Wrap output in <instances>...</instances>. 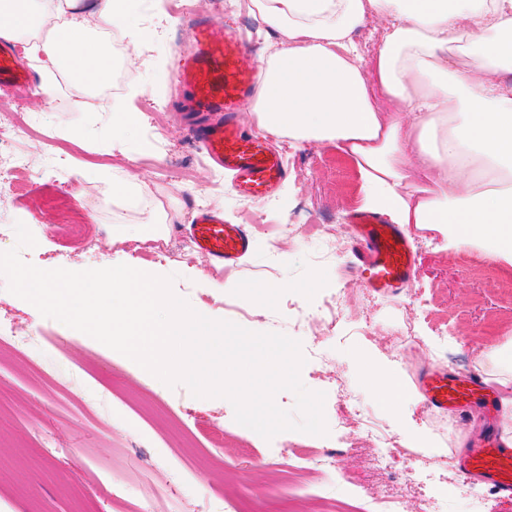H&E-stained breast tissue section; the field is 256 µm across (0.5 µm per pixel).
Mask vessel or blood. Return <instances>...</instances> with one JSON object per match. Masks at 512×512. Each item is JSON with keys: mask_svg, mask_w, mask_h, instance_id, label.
<instances>
[{"mask_svg": "<svg viewBox=\"0 0 512 512\" xmlns=\"http://www.w3.org/2000/svg\"><path fill=\"white\" fill-rule=\"evenodd\" d=\"M193 34L194 50L177 80L189 92L203 154L233 173V188L240 196L270 195L286 177V163L262 137L248 134L238 120L254 84L256 66L241 38L217 22L198 19ZM30 78V68L1 46L0 84L19 85ZM351 222L353 262L369 273L365 288L388 296L408 287L415 257L402 225L368 211L355 212ZM190 237L200 254L227 267L234 266L251 246L246 225L225 223L222 214L211 210L199 213ZM488 388L478 374L432 368L423 378V399L431 408L456 410L465 419L481 407ZM463 467L485 480L496 495L512 497V445L497 427L488 428L471 443Z\"/></svg>", "mask_w": 512, "mask_h": 512, "instance_id": "1", "label": "vessel or blood"}]
</instances>
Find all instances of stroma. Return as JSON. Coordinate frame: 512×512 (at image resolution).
Here are the masks:
<instances>
[{"label": "stroma", "mask_w": 512, "mask_h": 512, "mask_svg": "<svg viewBox=\"0 0 512 512\" xmlns=\"http://www.w3.org/2000/svg\"><path fill=\"white\" fill-rule=\"evenodd\" d=\"M192 19L171 23L151 0H141L142 26L153 38L132 67H121L118 92L101 93L55 80L43 96L41 72L28 88H0V106L21 103L40 126L41 140L22 145L30 166L19 195L0 198V251L17 243L24 223L37 245L22 258L38 267L84 270L137 262L143 271L173 276L174 293L197 310L254 332H279L302 344L301 380L324 393L328 433L283 432L265 440L234 420L223 398L194 397L186 385L167 386L131 359L56 319L42 316L7 289L0 275V329L27 338L21 351H0V512H216L241 500L249 512H266L272 498L293 512H334L345 500L356 506L387 493L404 497L408 512H512L481 483L468 479L459 461L475 426H461L454 413L431 410L417 392V376L429 366H452L491 376L479 363L481 346L512 350V275L480 250H455L432 229L409 225L416 275L409 287L381 297L360 288L365 274L353 269L344 248L321 261L326 239L349 233V211L363 208L362 180L354 161L329 147L290 146L287 176L271 209L243 213L231 177L211 166L195 141L186 112L188 95L175 82L193 44L199 16L239 28L251 60L273 52L274 42L247 8L229 0H196ZM137 88L138 129L125 149L108 137L118 93ZM113 175L135 174L144 184L137 207L113 199ZM62 172L72 194L69 221L43 210L40 197ZM215 209L225 221L250 227L252 245L237 265L225 268L199 255L186 234L199 212ZM164 221L170 247L163 258L139 254L112 238ZM84 225L96 244L74 242L68 223ZM316 287H308L312 274ZM234 286L216 294L211 279ZM273 285L270 302L259 287ZM351 301L342 320L324 331L321 307L340 289ZM303 309L311 322L294 327ZM416 335L393 340L402 319ZM397 377L398 406L384 403L364 365ZM365 409V417L393 436L405 452L387 470L376 469L362 423L348 418L340 389ZM224 435L223 449L206 434ZM336 456L335 475L311 481L290 477L294 447ZM139 484L127 498L112 486L113 473Z\"/></svg>", "instance_id": "obj_1"}]
</instances>
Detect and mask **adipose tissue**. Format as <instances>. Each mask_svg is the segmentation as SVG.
<instances>
[{
  "instance_id": "1",
  "label": "adipose tissue",
  "mask_w": 512,
  "mask_h": 512,
  "mask_svg": "<svg viewBox=\"0 0 512 512\" xmlns=\"http://www.w3.org/2000/svg\"><path fill=\"white\" fill-rule=\"evenodd\" d=\"M277 48L258 64L247 118L354 159L367 208L441 231L512 266V0H251ZM140 0H0V40L30 42L56 74L106 82L112 53L86 16L145 42ZM64 22L31 42L36 18ZM383 19L361 63L350 34Z\"/></svg>"
}]
</instances>
